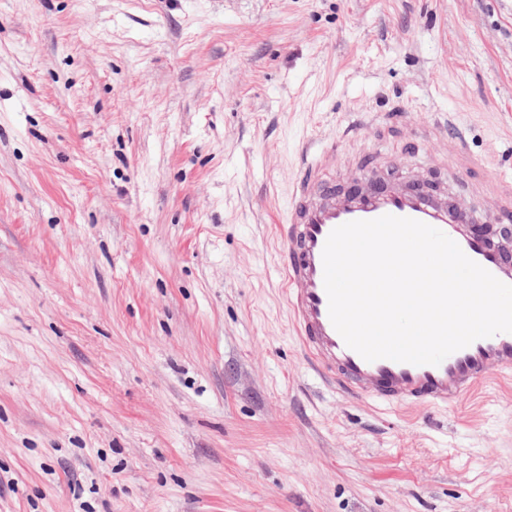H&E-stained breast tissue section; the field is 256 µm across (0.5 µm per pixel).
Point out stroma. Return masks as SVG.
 Segmentation results:
<instances>
[{
	"instance_id": "1",
	"label": "stroma",
	"mask_w": 512,
	"mask_h": 512,
	"mask_svg": "<svg viewBox=\"0 0 512 512\" xmlns=\"http://www.w3.org/2000/svg\"><path fill=\"white\" fill-rule=\"evenodd\" d=\"M310 143L484 219L512 0H0V512H512V374L398 407L307 358Z\"/></svg>"
}]
</instances>
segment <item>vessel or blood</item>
<instances>
[{
	"mask_svg": "<svg viewBox=\"0 0 512 512\" xmlns=\"http://www.w3.org/2000/svg\"><path fill=\"white\" fill-rule=\"evenodd\" d=\"M333 154L306 155L294 183L284 224L279 225L278 266L286 284L293 324L303 349L319 371L346 393L389 404L455 405L462 392L492 372H512V333L474 341L440 365H414L389 359L366 361L346 346L329 317L324 288L323 248L330 232L355 220L386 214L412 218L453 239L473 261L512 285V238L501 228L477 224L464 203L423 185H403L386 177L387 159L371 162L353 191H337L325 181ZM483 192L502 224L512 221V181L487 180Z\"/></svg>",
	"mask_w": 512,
	"mask_h": 512,
	"instance_id": "vessel-or-blood-1",
	"label": "vessel or blood"
}]
</instances>
